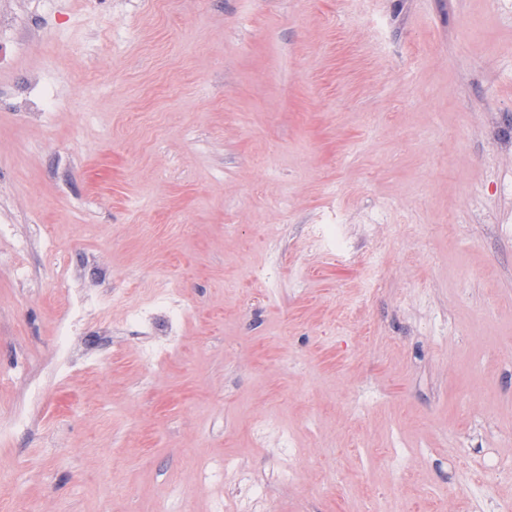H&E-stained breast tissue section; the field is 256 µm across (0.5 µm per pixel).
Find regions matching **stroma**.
<instances>
[{
    "instance_id": "1",
    "label": "stroma",
    "mask_w": 512,
    "mask_h": 512,
    "mask_svg": "<svg viewBox=\"0 0 512 512\" xmlns=\"http://www.w3.org/2000/svg\"><path fill=\"white\" fill-rule=\"evenodd\" d=\"M0 17V412L53 370L67 288L186 309L74 336L95 370L0 433V512H236L194 483L227 458L272 512L512 506V0ZM147 336L177 349L146 365Z\"/></svg>"
}]
</instances>
